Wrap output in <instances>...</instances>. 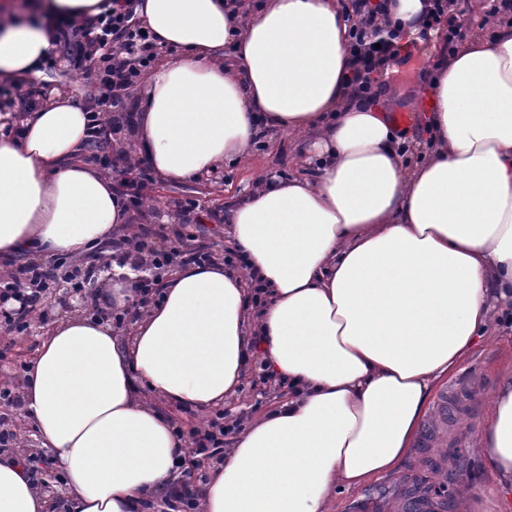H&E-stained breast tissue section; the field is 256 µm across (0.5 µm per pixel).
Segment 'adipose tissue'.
I'll use <instances>...</instances> for the list:
<instances>
[{
  "label": "adipose tissue",
  "instance_id": "1",
  "mask_svg": "<svg viewBox=\"0 0 512 512\" xmlns=\"http://www.w3.org/2000/svg\"><path fill=\"white\" fill-rule=\"evenodd\" d=\"M157 45L137 156L164 181L241 162L270 132H315L313 178H263L226 216L240 270L185 265L136 321L77 313L43 337L22 415L59 463L69 512H142L174 485L185 443L151 396L222 405L260 349L288 398L236 438L201 492V512H329L332 497L394 470L415 446L428 398L496 321L512 320V27L429 66L432 141L414 167L382 104L348 83L338 0H142ZM50 26L0 6V80L36 73ZM89 115L66 93L0 136V258L94 251L129 223L112 182L77 153ZM262 289L257 305L245 282ZM485 473L512 498V367L479 433ZM18 460L0 453V512H48Z\"/></svg>",
  "mask_w": 512,
  "mask_h": 512
}]
</instances>
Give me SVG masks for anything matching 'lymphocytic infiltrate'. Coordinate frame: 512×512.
<instances>
[{"label": "lymphocytic infiltrate", "mask_w": 512, "mask_h": 512, "mask_svg": "<svg viewBox=\"0 0 512 512\" xmlns=\"http://www.w3.org/2000/svg\"><path fill=\"white\" fill-rule=\"evenodd\" d=\"M459 0H428L429 7L421 17V29L439 31L446 55H453L465 31L457 22L455 7ZM141 0H112L111 12L89 22L65 16L50 19V26L59 35V45L74 70H96L99 94L91 106V146L110 140L124 130L133 128L132 113L128 111L130 89L138 77L151 66L157 53L151 34L139 18L136 9ZM383 5H371L370 0H351L352 22L347 50L357 64L353 81L358 91L375 99L367 75L378 67L390 64L400 53L392 39L374 43L369 34L379 28ZM98 164L111 179L114 189L125 199L129 210L144 208L147 190L152 185L153 171L148 164L130 159L122 152L115 156H100ZM195 207L188 204L180 209L181 221L172 232L139 225L137 233L112 242V260L118 265L145 266L148 276L139 284V298L131 309L122 313L94 304L92 311L100 318L122 325L135 321L141 309L154 302L158 294L157 270L168 265L202 264L212 260L207 244L198 241L190 228L195 224ZM67 265L66 258H57L52 265L33 260L0 280V326L10 332L25 331L31 320L45 317L47 292L57 282ZM223 416H216L193 434L191 462L181 471L180 484L164 500L172 512H197V500L191 488L196 458L224 459V438L232 433Z\"/></svg>", "instance_id": "f902f5d3"}]
</instances>
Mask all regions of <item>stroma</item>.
Segmentation results:
<instances>
[{
  "label": "stroma",
  "instance_id": "1",
  "mask_svg": "<svg viewBox=\"0 0 512 512\" xmlns=\"http://www.w3.org/2000/svg\"><path fill=\"white\" fill-rule=\"evenodd\" d=\"M431 47V41L410 40L394 72L386 76L375 73V82L386 79L408 85L420 80ZM21 86L39 88L48 97L58 91L67 93L81 106L89 105L91 94L99 88L95 71L71 70L62 59L52 68L40 66L38 75L22 81ZM262 143V148L253 149L248 163L227 165L211 176L188 182H154L144 208L147 223L174 224L179 204H197L198 216L204 221L203 240L217 258H224L229 247L227 227L209 221L208 213L226 209L235 198L247 194L259 175L276 172L293 177L307 172L293 137L272 134ZM82 309L79 293L64 282L48 298L45 321L31 323L19 335L1 329L0 380L21 381L23 367L35 358L48 322ZM511 364L512 327L505 325L496 341L478 343L451 376L436 384L428 403L430 416L421 423L411 455L395 471L339 492L329 505L330 512H349L354 502L369 504L372 512H405L409 495L419 490L446 500L447 512H499L476 443L496 377ZM286 392L285 386L267 378L261 357H254L240 394L223 406L224 418L249 423L280 402Z\"/></svg>",
  "mask_w": 512,
  "mask_h": 512
}]
</instances>
